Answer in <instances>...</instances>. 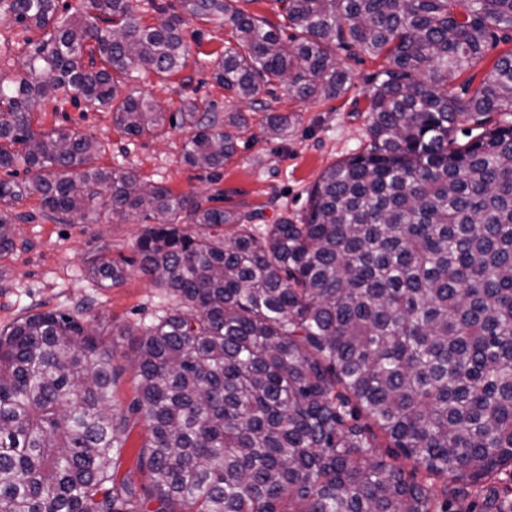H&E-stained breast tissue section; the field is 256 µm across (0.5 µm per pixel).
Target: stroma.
Returning <instances> with one entry per match:
<instances>
[{
	"instance_id": "obj_1",
	"label": "stroma",
	"mask_w": 512,
	"mask_h": 512,
	"mask_svg": "<svg viewBox=\"0 0 512 512\" xmlns=\"http://www.w3.org/2000/svg\"><path fill=\"white\" fill-rule=\"evenodd\" d=\"M186 34H199L203 60L189 63L182 76L160 80L143 75L128 81L125 95L153 100L166 112L188 101L213 103L217 112H241L248 118L235 156L218 170H199L183 160L186 133L171 129L157 137L127 135L112 123L109 113L68 103L63 109L46 104L34 115V126L47 131L65 127L102 142L106 148L98 165H121L147 182H160L177 194H190L205 206L236 209L253 216L256 224H274L281 217L300 218L308 193L331 164L359 153L365 145L364 109L367 80L382 61L361 50L340 52L350 74L348 92L340 98L300 103L283 87L262 93L259 103L232 96L211 78V58L223 53L230 35L214 24L191 22ZM191 85H182V77ZM284 112L295 122L286 139L270 138L265 115ZM14 247L0 253V330L31 313L70 310L87 305L85 320L111 342L116 359L126 367L112 401L126 409L136 396L133 337L160 315L164 292L143 275L133 260L136 242L148 222L139 214H101L83 224L67 215L44 210L31 197L13 208ZM116 260H128L127 276L119 286L104 288L87 279L84 268L99 249Z\"/></svg>"
}]
</instances>
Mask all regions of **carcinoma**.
Segmentation results:
<instances>
[{"label": "carcinoma", "mask_w": 512, "mask_h": 512, "mask_svg": "<svg viewBox=\"0 0 512 512\" xmlns=\"http://www.w3.org/2000/svg\"><path fill=\"white\" fill-rule=\"evenodd\" d=\"M240 0H0L29 51L0 75V206L37 197L90 224L142 213L138 269L178 301L136 339L137 396L112 390L125 367L82 314H30L0 330V512H448L476 486L482 512L512 487V122L460 144L459 117L512 114V51L471 97L448 86L512 37V0H273L279 23ZM230 30L212 79L253 100L280 84L301 103L345 94L336 50L384 60L366 97L369 142L326 168L305 214L259 229L238 210L94 163L84 134L33 128L47 102L83 99L131 136L185 128L183 160L219 169L247 125L195 102L166 114L121 96L134 74L169 78L193 54L191 22ZM38 37L33 38L31 34ZM292 117L270 112L280 137ZM27 177L16 179L18 165ZM200 226L180 227L182 217ZM0 211V252L14 247ZM236 228L228 237L224 227ZM103 287L126 268L100 252ZM150 439L149 486L118 477L132 418ZM376 427L408 471L380 456Z\"/></svg>", "instance_id": "cac0c4a2"}]
</instances>
